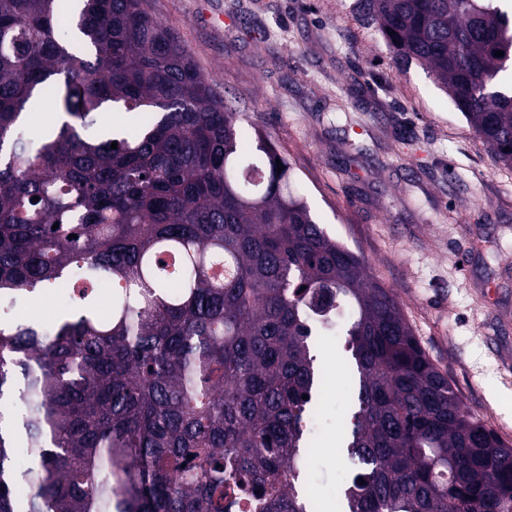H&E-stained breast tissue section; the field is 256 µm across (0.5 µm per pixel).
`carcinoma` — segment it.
<instances>
[{
    "label": "carcinoma",
    "mask_w": 512,
    "mask_h": 512,
    "mask_svg": "<svg viewBox=\"0 0 512 512\" xmlns=\"http://www.w3.org/2000/svg\"><path fill=\"white\" fill-rule=\"evenodd\" d=\"M496 2L359 5L512 167ZM47 108L56 124H35ZM110 108L140 120L96 128ZM246 121L144 0H0V512H318L313 312L345 337L352 387L339 512H512V445ZM42 291L82 304L51 332L18 320Z\"/></svg>",
    "instance_id": "cac0c4a2"
}]
</instances>
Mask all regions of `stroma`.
<instances>
[{"mask_svg": "<svg viewBox=\"0 0 512 512\" xmlns=\"http://www.w3.org/2000/svg\"><path fill=\"white\" fill-rule=\"evenodd\" d=\"M216 91L292 163L315 220L393 289L466 408L512 443V168L419 64L397 70L357 0H146ZM325 337L315 353L311 483L336 502L351 389Z\"/></svg>", "mask_w": 512, "mask_h": 512, "instance_id": "35a3bbf8", "label": "stroma"}]
</instances>
